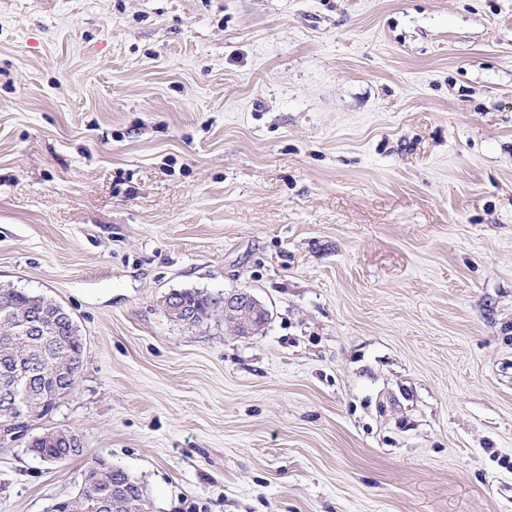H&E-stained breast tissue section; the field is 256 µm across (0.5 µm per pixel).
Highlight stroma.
<instances>
[{
	"label": "stroma",
	"instance_id": "35a3bbf8",
	"mask_svg": "<svg viewBox=\"0 0 512 512\" xmlns=\"http://www.w3.org/2000/svg\"><path fill=\"white\" fill-rule=\"evenodd\" d=\"M0 286L78 326L0 512H512V0H0ZM174 290L270 312L170 320ZM269 311L253 295L241 292L224 297V324L238 336H252L256 324L268 322ZM43 435L36 438L33 442L36 454L38 456L39 454H45L41 456L42 462L54 464V459L52 458L54 457L57 460V464H60L82 455L83 447H81L80 442L76 441L72 448H67L63 438L45 440ZM110 466L112 472L121 471L119 467ZM112 472L97 479L89 478L85 484L80 485L77 495L83 512H116L112 510V500L115 502L116 498L134 500L144 507L149 504L140 481L129 474L125 479L123 474L118 473L113 475L112 484Z\"/></svg>",
	"mask_w": 512,
	"mask_h": 512
}]
</instances>
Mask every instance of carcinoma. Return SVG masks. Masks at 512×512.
Here are the masks:
<instances>
[{"label":"carcinoma","mask_w":512,"mask_h":512,"mask_svg":"<svg viewBox=\"0 0 512 512\" xmlns=\"http://www.w3.org/2000/svg\"><path fill=\"white\" fill-rule=\"evenodd\" d=\"M178 298L185 305V311L197 324L208 318L210 314L221 308L222 300L198 292L185 290L178 293ZM59 303L45 296H36L16 288H0V314L5 311L24 309L55 308ZM50 331L46 336L29 339L18 352L9 351L0 355V374L6 366L16 364L30 366L32 378L26 402L30 407L42 410L48 415L63 400L52 376L63 379L72 371L73 357L83 351L80 336L72 335L70 325L57 320L49 324ZM36 454L49 455L57 463H65L82 455L81 448H68L64 439L46 440L38 437L33 442ZM81 509L84 512H113L112 501L116 499L134 500L142 505L149 504L143 486L137 479L122 474H107L103 477L90 478L78 489Z\"/></svg>","instance_id":"1"}]
</instances>
